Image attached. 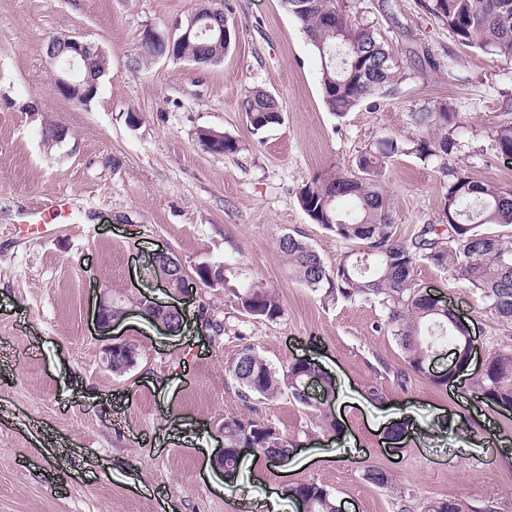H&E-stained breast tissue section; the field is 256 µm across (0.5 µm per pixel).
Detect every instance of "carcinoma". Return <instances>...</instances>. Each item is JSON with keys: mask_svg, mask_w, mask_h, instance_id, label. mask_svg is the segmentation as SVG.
<instances>
[{"mask_svg": "<svg viewBox=\"0 0 512 512\" xmlns=\"http://www.w3.org/2000/svg\"><path fill=\"white\" fill-rule=\"evenodd\" d=\"M297 20L321 63L320 85L324 104L341 116L366 101L376 102L396 90L403 78V65L386 48L360 13L346 0H283ZM212 0H198L194 16L201 18L194 28L190 21L175 29L172 40L140 45L134 68L142 60L168 54L197 65L221 62L213 45L224 20L226 52L235 39L234 23L222 10L211 11ZM427 9L462 44L487 55L512 62V0H429ZM90 75L100 79L109 67L107 54L97 47L88 52ZM252 130L259 134L280 124L282 113L275 99L256 91L241 102ZM417 125L428 137L413 143L384 139L360 152L356 171L348 175L328 170L313 177L301 191L298 202L311 221L336 239L352 243V252L329 269L303 239L284 234L278 250L291 262L293 277L313 291L345 300H374L386 311L385 326L400 348L408 368L425 372L429 354L448 343L452 363L463 368L473 343L466 324L445 306L421 296L414 269L426 263L465 283L497 321L512 324V235L492 232L489 225L512 226V191L476 180L448 169L447 159L459 147L458 136L466 121L441 100L425 112H416ZM203 147L214 153L233 155L240 145L232 136L214 131L199 134ZM492 147L498 155L512 159V106L505 105L503 119L492 130ZM396 155H414L423 161L436 160L448 184L442 198L446 228L426 224L411 239L397 236L390 206L381 182L386 160ZM343 198L354 199L355 210L338 208ZM233 272L229 264L203 265L197 269L207 286L225 285ZM236 305L255 319L273 320L282 313L276 293L253 282L233 290ZM134 346L113 349L112 372L124 374L137 365ZM238 394L246 401L272 400L287 392L295 402L316 412L324 432L338 429L336 419L309 401L303 394L305 383L313 381L326 395L333 382L316 365L296 360L281 372L250 347H244L228 365ZM490 407L512 406V349H497L488 355L481 378L468 385ZM224 426V473H235L239 457L236 449H256L254 458L268 462L287 455L300 443L285 437L275 426L258 416L229 417ZM289 498L306 504V512H340L341 503L323 486L299 482L288 486Z\"/></svg>", "mask_w": 512, "mask_h": 512, "instance_id": "obj_1", "label": "carcinoma"}]
</instances>
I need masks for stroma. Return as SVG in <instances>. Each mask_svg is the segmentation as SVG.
<instances>
[{
	"label": "stroma",
	"instance_id": "1",
	"mask_svg": "<svg viewBox=\"0 0 512 512\" xmlns=\"http://www.w3.org/2000/svg\"><path fill=\"white\" fill-rule=\"evenodd\" d=\"M402 62L397 91L377 105L332 114L320 91V61L282 0H226L236 41L221 63L202 68L169 56L132 69L144 30L170 37L196 0H0V512H267L265 500L311 481L346 512H422L440 498L461 512H512V413L487 407L428 377L447 369L432 358L412 373L374 301L332 300L289 273L276 246L301 236L327 267L351 251L311 222L298 203L304 186L329 168L352 170L382 138L426 137L413 113L446 101L467 121L448 166L512 190V160L498 158L491 130L512 100V63L460 45L427 10L428 0H352ZM76 37L109 56L96 98L71 103L55 89L48 42ZM456 59L461 81L448 80ZM255 90L274 96L282 121L253 134L240 101ZM139 113L129 126L128 113ZM65 129L47 142L48 126ZM210 130L236 138L238 153L205 149ZM446 179L412 155L389 159L382 178L397 234L410 239L443 221ZM67 194L82 215L43 238L23 215ZM172 254L187 273L205 264L240 265L231 287L263 283L279 296L273 321L240 310L230 287L198 286L187 322L168 335L132 314L100 335V292L170 302L148 266ZM418 288L453 308L481 354L512 346L466 285L417 264ZM224 324L203 333L198 309ZM136 345L137 365L122 375L102 363L110 342ZM246 346L280 370L297 359L336 381L330 409L337 434L318 433L307 409L280 395L243 402L226 372ZM413 424L390 449L397 417ZM257 415L313 463L267 465L246 455L234 481L210 465L224 418ZM453 417L443 436L432 426ZM388 471L379 487L364 471ZM281 512H300L291 498Z\"/></svg>",
	"mask_w": 512,
	"mask_h": 512
}]
</instances>
